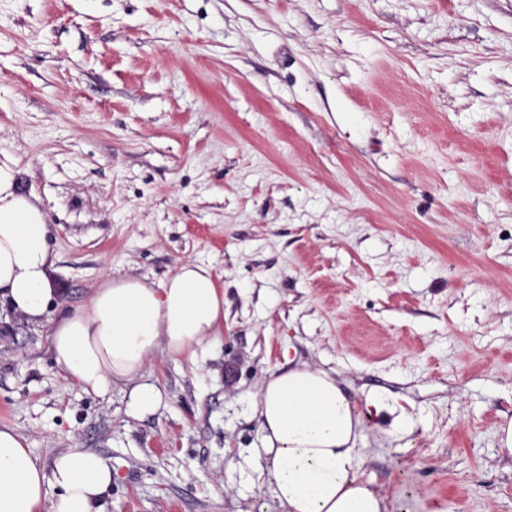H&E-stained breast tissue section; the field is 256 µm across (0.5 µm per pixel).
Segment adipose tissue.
Listing matches in <instances>:
<instances>
[{
	"label": "adipose tissue",
	"mask_w": 512,
	"mask_h": 512,
	"mask_svg": "<svg viewBox=\"0 0 512 512\" xmlns=\"http://www.w3.org/2000/svg\"><path fill=\"white\" fill-rule=\"evenodd\" d=\"M12 160H0V296L39 322L52 294L54 266L46 215L18 187ZM224 291L211 266L187 262L161 285L107 278L86 305L61 316L51 343L57 363L85 391L130 386L136 411L157 409L161 393L142 382L151 354L190 355L216 336ZM254 412L262 434L261 474L275 482L285 512H387L385 496L364 477L359 446L367 423L413 433L412 416L383 394L356 401L328 372L306 365L278 370L263 384ZM112 465L79 447L51 466L33 456L16 428L0 426V512H108Z\"/></svg>",
	"instance_id": "adipose-tissue-1"
}]
</instances>
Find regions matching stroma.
<instances>
[{
  "label": "stroma",
  "instance_id": "stroma-1",
  "mask_svg": "<svg viewBox=\"0 0 512 512\" xmlns=\"http://www.w3.org/2000/svg\"><path fill=\"white\" fill-rule=\"evenodd\" d=\"M5 157L54 292L0 297V425L109 458V512H280L253 406L299 363L420 421L364 432L389 512H512V0H0ZM187 261L224 323L155 412L65 374L59 317Z\"/></svg>",
  "mask_w": 512,
  "mask_h": 512
}]
</instances>
